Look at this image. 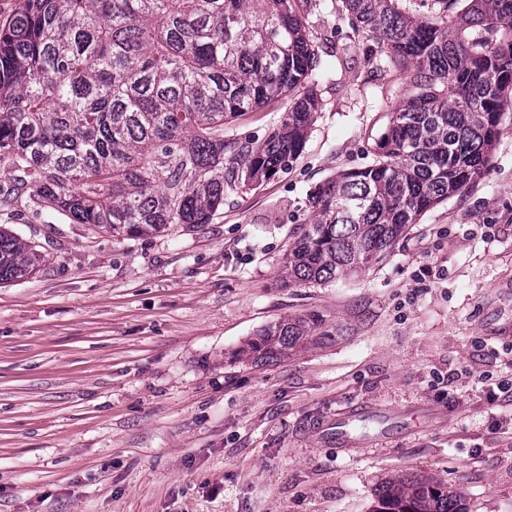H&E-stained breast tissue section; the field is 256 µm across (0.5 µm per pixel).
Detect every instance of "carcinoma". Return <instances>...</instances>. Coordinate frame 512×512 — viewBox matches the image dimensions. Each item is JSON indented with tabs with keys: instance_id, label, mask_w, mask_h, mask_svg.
Segmentation results:
<instances>
[{
	"instance_id": "carcinoma-1",
	"label": "carcinoma",
	"mask_w": 512,
	"mask_h": 512,
	"mask_svg": "<svg viewBox=\"0 0 512 512\" xmlns=\"http://www.w3.org/2000/svg\"><path fill=\"white\" fill-rule=\"evenodd\" d=\"M375 69L411 91L375 158L323 183L283 255L288 284L348 279L382 261L430 209L473 187L512 110V0H341ZM305 0H24L0 26V206L45 203L112 236L209 224L229 193L289 169L318 112ZM288 102L263 144L224 124ZM0 227V284L41 265ZM314 315L274 323L256 363L305 347ZM374 512H466L429 477L391 480Z\"/></svg>"
}]
</instances>
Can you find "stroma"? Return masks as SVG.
<instances>
[{"instance_id":"35a3bbf8","label":"stroma","mask_w":512,"mask_h":512,"mask_svg":"<svg viewBox=\"0 0 512 512\" xmlns=\"http://www.w3.org/2000/svg\"><path fill=\"white\" fill-rule=\"evenodd\" d=\"M302 20L320 59L305 148L211 223L125 238L0 210L43 256L0 284V512H375L407 476L512 512V111L476 185L383 261L286 286L310 194L372 161V125L410 92L367 65L339 0ZM280 116L273 102L224 133L260 145ZM299 314L319 320L306 349L242 356Z\"/></svg>"}]
</instances>
